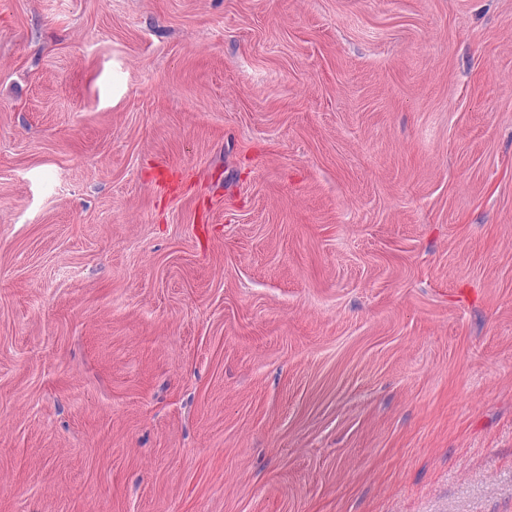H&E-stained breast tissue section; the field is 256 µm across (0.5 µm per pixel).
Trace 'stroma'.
<instances>
[{
	"label": "stroma",
	"instance_id": "stroma-1",
	"mask_svg": "<svg viewBox=\"0 0 512 512\" xmlns=\"http://www.w3.org/2000/svg\"><path fill=\"white\" fill-rule=\"evenodd\" d=\"M0 512H512V0H0Z\"/></svg>",
	"mask_w": 512,
	"mask_h": 512
}]
</instances>
